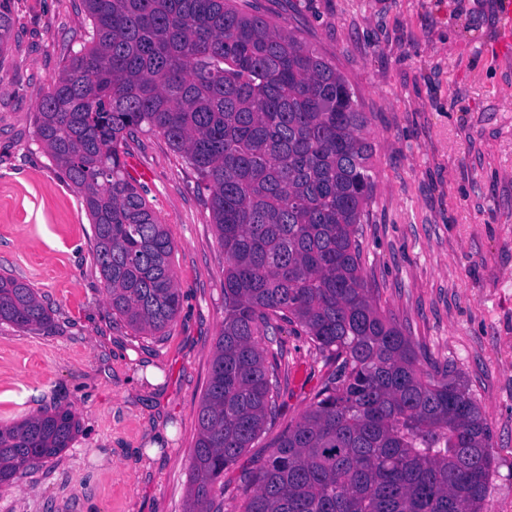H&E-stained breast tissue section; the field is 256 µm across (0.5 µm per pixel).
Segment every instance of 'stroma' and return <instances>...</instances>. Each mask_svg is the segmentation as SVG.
<instances>
[{"label": "stroma", "instance_id": "35a3bbf8", "mask_svg": "<svg viewBox=\"0 0 512 512\" xmlns=\"http://www.w3.org/2000/svg\"><path fill=\"white\" fill-rule=\"evenodd\" d=\"M0 52V273L35 288L46 327L0 325V425L62 405L80 431L0 488V512H185L197 408L224 323V251L208 193L181 154L142 131L128 157L165 222L182 307L165 335L112 315L80 196L36 137L35 112L82 0H13ZM332 62L369 117L373 200L362 273L425 367H451L492 432L487 512H512V59L493 56L499 0H248ZM280 416L224 473V512L300 417L328 368L284 326Z\"/></svg>", "mask_w": 512, "mask_h": 512}]
</instances>
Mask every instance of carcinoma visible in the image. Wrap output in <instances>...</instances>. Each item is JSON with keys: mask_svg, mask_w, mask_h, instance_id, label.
Here are the masks:
<instances>
[{"mask_svg": "<svg viewBox=\"0 0 512 512\" xmlns=\"http://www.w3.org/2000/svg\"><path fill=\"white\" fill-rule=\"evenodd\" d=\"M90 27L40 100L36 134L91 217L112 315L139 336L175 319L174 245L130 176L127 139L168 141L210 191L224 324L197 410L185 512H223L224 470L276 419L296 325L332 370L241 512H484L491 430L453 371L424 369L366 287L356 234L375 180L366 113L336 66L237 0H83ZM0 0V51L14 26ZM33 288L0 274V324L41 328ZM80 423L56 407L0 426V487L59 455Z\"/></svg>", "mask_w": 512, "mask_h": 512, "instance_id": "obj_1", "label": "carcinoma"}]
</instances>
